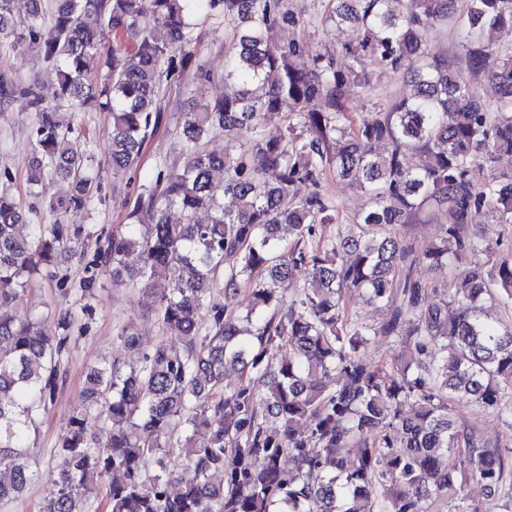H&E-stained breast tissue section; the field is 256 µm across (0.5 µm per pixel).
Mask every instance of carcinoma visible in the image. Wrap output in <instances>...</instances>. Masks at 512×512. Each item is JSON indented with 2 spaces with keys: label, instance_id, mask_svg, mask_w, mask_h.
I'll use <instances>...</instances> for the list:
<instances>
[{
  "label": "carcinoma",
  "instance_id": "obj_1",
  "mask_svg": "<svg viewBox=\"0 0 512 512\" xmlns=\"http://www.w3.org/2000/svg\"><path fill=\"white\" fill-rule=\"evenodd\" d=\"M457 2L327 0L324 23L358 34L345 48L352 62L340 66L305 41L281 38L299 22L286 0H55L49 41L38 33L45 0H0V42L26 45L57 74L51 89L0 75V102L36 114L28 187L69 183L53 210H84L100 191L90 149L60 123L57 102L77 112L92 102L112 114L118 174L136 164L161 120L163 73L193 72L197 98L182 130V166L159 171L137 199L134 214L151 224L140 236L98 235L89 261L144 284L158 326L177 330L185 349L153 343L123 371L87 372L42 512H98L101 501L108 512H448L450 503L477 512L459 503L470 481L496 497L512 449L460 428L453 405L492 410L512 428V319L484 314L488 299L512 309V252L496 253L471 224L480 210L512 224V169L498 166L512 154V50L491 42L512 27V0H468L460 15ZM213 10L232 31L219 98L206 96L211 74L186 49L196 16ZM450 16L470 66L496 85L492 112L431 52L428 28ZM124 32L134 47L102 54L106 35ZM362 53L393 71L420 66L410 95L356 122L345 93L352 83L371 87L355 68ZM316 100L323 108H310ZM272 122L284 125L277 138L264 134ZM239 131L249 140L237 156L205 149L209 134ZM380 142L387 153L376 152ZM477 170L486 172L481 182ZM328 172L364 190L370 206L356 219L359 235L320 242L316 231L337 223L336 207L317 190L299 198L295 188ZM431 201L444 206L443 220L418 252L398 226ZM172 210L182 222L169 220ZM201 211L210 213L206 224L195 222ZM28 222L0 190L1 504L34 479L24 440L53 401L71 318H59L62 335L46 336L42 315L21 314L15 302L84 234L80 225L35 224L23 237L17 226ZM417 267L446 269L448 280L424 281ZM301 269L310 287L288 301L284 285ZM220 278L226 295L250 289L243 317L214 302ZM438 291L441 301L428 303ZM348 292L386 306L384 320L348 315ZM380 336L401 348L391 364L363 357ZM283 348L286 359L278 358ZM237 366L246 377L224 384ZM331 375L334 389L321 384ZM407 401L411 416L402 411ZM102 416L112 421L104 445L89 428ZM270 420L281 433L268 431ZM177 429L189 453L169 470L163 448ZM450 450L460 457L455 471L442 464ZM383 461L395 475L388 485Z\"/></svg>",
  "mask_w": 512,
  "mask_h": 512
}]
</instances>
